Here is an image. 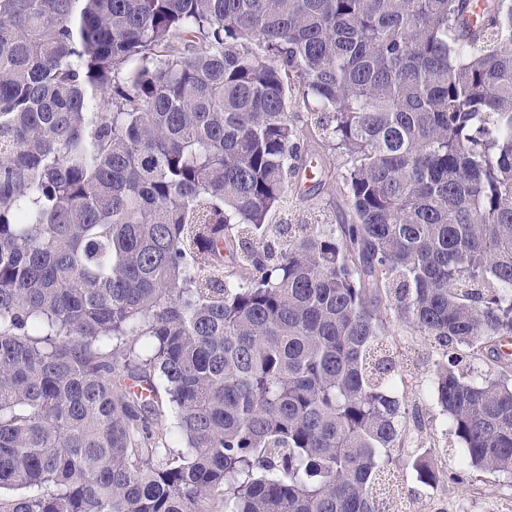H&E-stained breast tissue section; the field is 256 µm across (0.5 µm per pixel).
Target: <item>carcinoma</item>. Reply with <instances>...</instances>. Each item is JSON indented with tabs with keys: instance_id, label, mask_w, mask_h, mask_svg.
<instances>
[{
	"instance_id": "carcinoma-1",
	"label": "carcinoma",
	"mask_w": 512,
	"mask_h": 512,
	"mask_svg": "<svg viewBox=\"0 0 512 512\" xmlns=\"http://www.w3.org/2000/svg\"><path fill=\"white\" fill-rule=\"evenodd\" d=\"M391 311L512 475V0H0V512H384ZM309 145L323 158L322 174L313 180L301 174L296 180L291 179L288 203L273 212V224H342L349 218L342 187V159L318 137L310 140Z\"/></svg>"
}]
</instances>
